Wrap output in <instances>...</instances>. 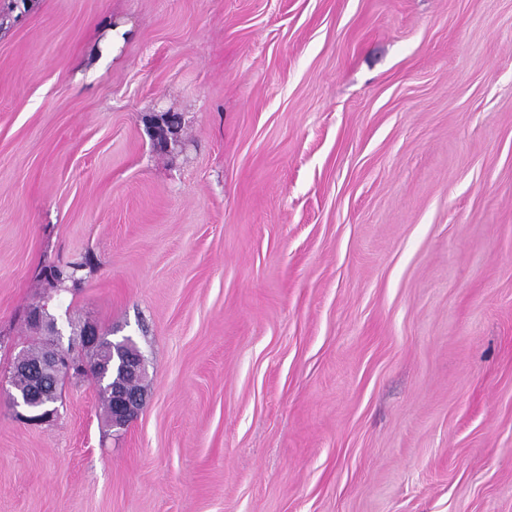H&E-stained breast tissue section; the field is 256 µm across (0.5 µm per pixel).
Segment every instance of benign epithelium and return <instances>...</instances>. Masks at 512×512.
<instances>
[{
    "instance_id": "obj_1",
    "label": "benign epithelium",
    "mask_w": 512,
    "mask_h": 512,
    "mask_svg": "<svg viewBox=\"0 0 512 512\" xmlns=\"http://www.w3.org/2000/svg\"><path fill=\"white\" fill-rule=\"evenodd\" d=\"M104 336L93 325H86L80 333V340L87 348L104 350ZM83 368L78 360L71 358V350L60 342H49L45 355L35 362L24 360L19 353L11 372V377L25 374L28 387L20 397H12V405L18 408L17 416L30 425H41L52 420L57 414L56 385L60 380L70 377ZM119 371L123 379L112 383V418L115 427L125 426L137 413L143 403L144 393L141 387L130 390L125 379L138 376L143 372V359L136 352L119 355Z\"/></svg>"
}]
</instances>
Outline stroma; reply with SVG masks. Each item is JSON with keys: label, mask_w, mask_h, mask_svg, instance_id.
I'll use <instances>...</instances> for the list:
<instances>
[{"label": "stroma", "mask_w": 512, "mask_h": 512, "mask_svg": "<svg viewBox=\"0 0 512 512\" xmlns=\"http://www.w3.org/2000/svg\"><path fill=\"white\" fill-rule=\"evenodd\" d=\"M38 304L144 400L0 395V512H512V0H0V375ZM144 393L139 385L131 391L125 380L112 383V418L114 427L125 426L137 413L143 403Z\"/></svg>", "instance_id": "1"}]
</instances>
